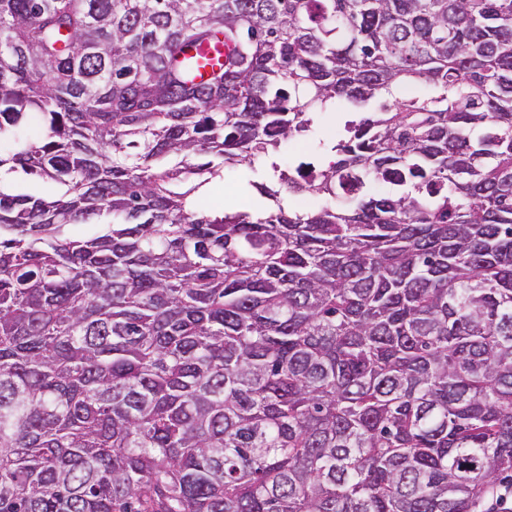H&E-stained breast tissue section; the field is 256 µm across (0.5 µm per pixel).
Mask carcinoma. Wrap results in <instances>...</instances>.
I'll list each match as a JSON object with an SVG mask.
<instances>
[{"label": "carcinoma", "mask_w": 512, "mask_h": 512, "mask_svg": "<svg viewBox=\"0 0 512 512\" xmlns=\"http://www.w3.org/2000/svg\"><path fill=\"white\" fill-rule=\"evenodd\" d=\"M338 100L336 160L282 168ZM35 114L0 512H473L512 473V0H0V142ZM228 166L272 205L175 190ZM229 48L224 42L221 43H208L200 46L192 53L196 57V66L194 73L197 79L207 78L213 68L217 67V63L225 60Z\"/></svg>", "instance_id": "obj_1"}]
</instances>
